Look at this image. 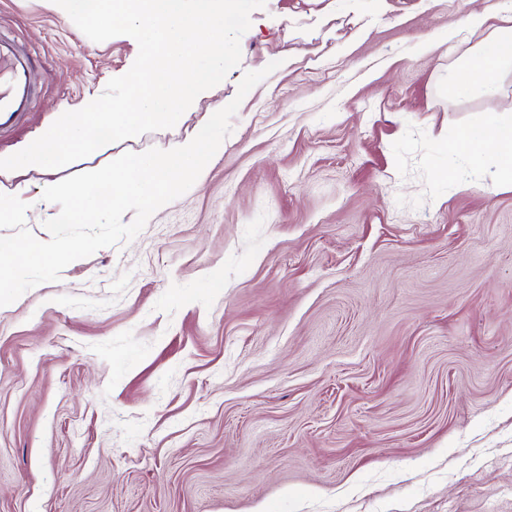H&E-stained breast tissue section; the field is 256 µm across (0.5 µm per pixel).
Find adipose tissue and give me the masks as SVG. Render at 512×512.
<instances>
[{
  "instance_id": "obj_1",
  "label": "adipose tissue",
  "mask_w": 512,
  "mask_h": 512,
  "mask_svg": "<svg viewBox=\"0 0 512 512\" xmlns=\"http://www.w3.org/2000/svg\"><path fill=\"white\" fill-rule=\"evenodd\" d=\"M480 70L481 78H474L473 70ZM512 69V16L495 27L489 38L479 47L474 64L464 65L448 75L446 92L449 98L483 95L491 92L489 75ZM441 148L448 163L441 172L443 179L458 187H472L473 182L463 176L460 160H467L473 169H480L485 152H493L494 168L489 171L487 186H512V120L489 123L475 120L470 126L441 139Z\"/></svg>"
}]
</instances>
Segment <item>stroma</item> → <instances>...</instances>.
Masks as SVG:
<instances>
[{
  "mask_svg": "<svg viewBox=\"0 0 512 512\" xmlns=\"http://www.w3.org/2000/svg\"><path fill=\"white\" fill-rule=\"evenodd\" d=\"M505 0H266L179 127L44 182L170 149L277 62L201 179L130 241L0 306V512H512V189L438 176L439 136L512 118V72L448 99ZM457 31L447 39L448 31ZM36 54L18 152L125 74L45 0H0Z\"/></svg>",
  "mask_w": 512,
  "mask_h": 512,
  "instance_id": "1",
  "label": "stroma"
}]
</instances>
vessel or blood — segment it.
Returning <instances> with one entry per match:
<instances>
[{"label":"vessel or blood","mask_w":512,"mask_h":512,"mask_svg":"<svg viewBox=\"0 0 512 512\" xmlns=\"http://www.w3.org/2000/svg\"><path fill=\"white\" fill-rule=\"evenodd\" d=\"M32 66L29 53L0 38V127L30 108L35 96L29 78Z\"/></svg>","instance_id":"1"}]
</instances>
